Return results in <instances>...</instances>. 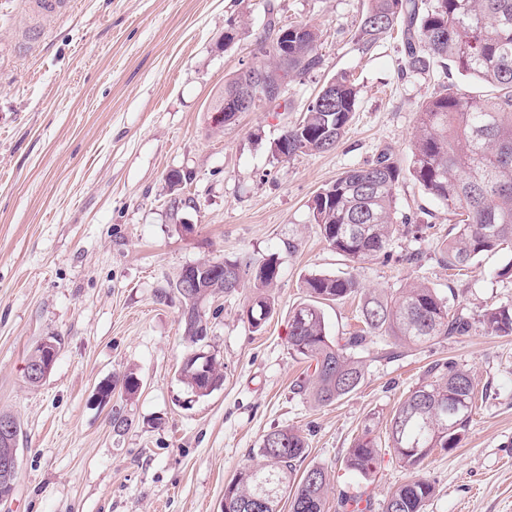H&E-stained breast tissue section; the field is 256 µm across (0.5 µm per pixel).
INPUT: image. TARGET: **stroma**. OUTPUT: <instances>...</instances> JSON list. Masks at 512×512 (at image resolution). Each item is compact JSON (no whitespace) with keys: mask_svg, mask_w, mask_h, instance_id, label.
<instances>
[{"mask_svg":"<svg viewBox=\"0 0 512 512\" xmlns=\"http://www.w3.org/2000/svg\"><path fill=\"white\" fill-rule=\"evenodd\" d=\"M70 2L55 17L0 0V412L23 431L16 489L0 512H222L225 486L263 435L287 426L306 438L303 468L329 473L326 512L362 490L382 505L409 471L389 452L365 484L346 453L364 424L384 437L399 403L444 360L475 375L480 397L460 448L435 449L420 468L435 487L425 512H512V336L476 328L392 359L373 340L362 385L328 406L299 392L308 369L288 347L289 315L312 273H346L387 294L423 283L467 316L512 306V277L500 273L512 251L483 253L459 272L441 265L456 216L413 179L397 208L427 231L396 233L385 258L336 254L308 208L382 150L409 168L416 108L440 82L490 86L439 61L405 72L397 33L364 45L367 0ZM272 17L316 28L318 66L287 78L283 105L214 129L212 98L253 63ZM341 72L359 95L336 148L276 160L273 142ZM172 170L189 177L176 213ZM271 255L273 317L257 332L243 321L249 287L211 303L199 347L222 363L224 383L191 398L178 377L189 345L173 281L199 261ZM45 336L62 345L32 387L23 368ZM130 369L143 381L138 395L100 405L96 386Z\"/></svg>","mask_w":512,"mask_h":512,"instance_id":"1","label":"stroma"}]
</instances>
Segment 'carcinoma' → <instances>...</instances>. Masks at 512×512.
Returning a JSON list of instances; mask_svg holds the SVG:
<instances>
[{
  "label": "carcinoma",
  "mask_w": 512,
  "mask_h": 512,
  "mask_svg": "<svg viewBox=\"0 0 512 512\" xmlns=\"http://www.w3.org/2000/svg\"><path fill=\"white\" fill-rule=\"evenodd\" d=\"M401 28L404 69L420 74L436 60H449L457 70L498 90L481 98L454 83L443 82L416 111L411 140L412 167L405 170L385 154L364 167L344 172L318 191L310 205L328 245L347 260L359 263L387 254L397 230L413 228L414 219L398 212L397 192L406 176L452 209L457 216L455 235L440 248L448 269H463L483 252L512 246V0H369L358 37L367 46ZM259 61L238 70L218 98L231 104L253 87L257 111L282 95L286 76H302L319 63L317 33L307 24L269 23L256 38ZM358 88L346 73L333 77L307 106L300 121L285 128L274 142L273 156L289 160L298 154L335 148L355 111ZM189 177L178 170L166 175L170 209L177 212L180 192ZM197 288L180 299L185 338L193 345L210 332L207 303L232 294L251 281L260 292L251 297L242 316L259 331L273 314L274 301L261 292L274 285L279 264L273 257L253 261L229 259L193 264ZM303 288L306 302L288 321V346L294 356L309 363L311 374L299 385L320 405H331L356 391L365 379L361 353L370 338L384 342L388 358L404 350L439 344L479 326L488 335H512V307L489 306L477 317L451 312L448 298L425 284H413L398 295L361 293L351 276L311 274ZM360 297L363 328L348 336H329L322 304ZM431 380L410 392L389 423L388 445L411 478L395 488L382 512H425L434 495L432 483L419 476L424 460L435 448L461 447L476 407L477 384L471 373L452 361L435 362ZM140 377L132 370L112 380V388L131 399L139 392ZM180 381L195 397H203L224 382L222 364H203L187 354ZM305 437L293 428L267 433L257 449L262 462L241 468L225 487L224 500L240 512H325L329 486L327 470L297 469L305 458ZM383 448L367 424L345 457V467L368 481L375 474ZM18 470L0 466V501L12 498ZM370 496L344 495L339 512H369Z\"/></svg>",
  "instance_id": "obj_1"
}]
</instances>
